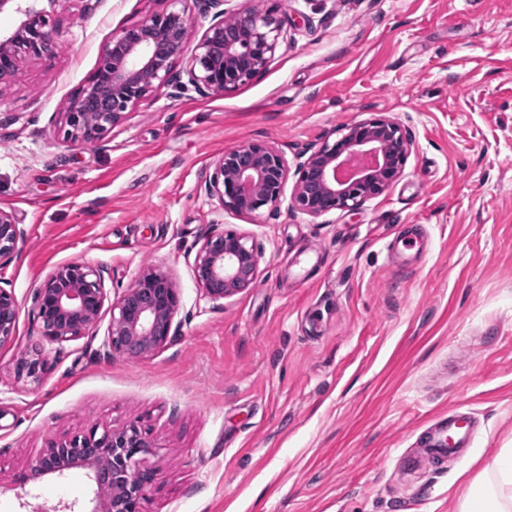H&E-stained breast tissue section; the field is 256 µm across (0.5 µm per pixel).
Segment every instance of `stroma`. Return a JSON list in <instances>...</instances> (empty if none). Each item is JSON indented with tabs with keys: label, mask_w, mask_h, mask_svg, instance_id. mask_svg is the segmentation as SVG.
Wrapping results in <instances>:
<instances>
[{
	"label": "stroma",
	"mask_w": 512,
	"mask_h": 512,
	"mask_svg": "<svg viewBox=\"0 0 512 512\" xmlns=\"http://www.w3.org/2000/svg\"><path fill=\"white\" fill-rule=\"evenodd\" d=\"M169 0H15L48 10L63 44L26 59L0 96V208L25 231L0 288L19 308L0 348V512L63 501L87 512L84 470L38 483L16 474L50 441L137 423L159 445L143 512H459L474 478L512 448V0H224L285 19L280 46L236 91L165 87L102 143L74 146L60 113L114 35ZM384 116L412 147L400 178L354 212L313 218L283 202L220 208L206 183L252 142L300 153L344 125ZM256 242L257 281L203 297V240ZM407 237L408 249L387 244ZM100 270L117 298L143 266L180 289L175 334L152 355L99 352L112 317L56 345L35 293L58 266ZM40 348L51 368L15 382ZM457 410L470 445L434 443Z\"/></svg>",
	"instance_id": "obj_1"
}]
</instances>
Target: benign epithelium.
Masks as SVG:
<instances>
[{"label":"benign epithelium","instance_id":"7a95c632","mask_svg":"<svg viewBox=\"0 0 512 512\" xmlns=\"http://www.w3.org/2000/svg\"><path fill=\"white\" fill-rule=\"evenodd\" d=\"M199 39L185 67L188 82L203 95H224L250 81L274 57L283 20L275 12L248 8L224 21V12ZM191 23L182 10L154 14L112 37L96 72L74 93L61 112L60 131L74 145L96 144L127 112L162 87L174 85L173 70L189 40ZM62 42L44 10L26 9L14 29L0 35V91L26 56L50 57ZM405 127L386 117L346 125L296 168L289 208L312 217L331 210L353 212L383 194L401 176L410 154ZM288 178L284 154L264 142H252L222 154L215 162L208 191L225 210L252 215L281 203ZM24 232L12 213L0 209V268L11 262ZM261 250L242 233L207 237L193 270L204 296L212 301L234 296L257 280ZM36 318L42 336L62 344L83 337L98 324L108 300L104 281L82 263L58 266L37 288ZM179 306L175 278L145 267L112 302V320L102 337L104 354L129 359L149 356L173 335ZM19 305L0 289V347L15 335ZM48 360L35 350L15 362L18 380L38 381ZM154 441L136 423L119 429H93L50 442L22 472L20 482L86 470L96 486L86 512H141L157 470L142 464Z\"/></svg>","mask_w":512,"mask_h":512}]
</instances>
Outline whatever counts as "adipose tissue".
Instances as JSON below:
<instances>
[{
  "label": "adipose tissue",
  "mask_w": 512,
  "mask_h": 512,
  "mask_svg": "<svg viewBox=\"0 0 512 512\" xmlns=\"http://www.w3.org/2000/svg\"><path fill=\"white\" fill-rule=\"evenodd\" d=\"M460 512H512V451L500 453L471 482Z\"/></svg>",
  "instance_id": "1"
}]
</instances>
